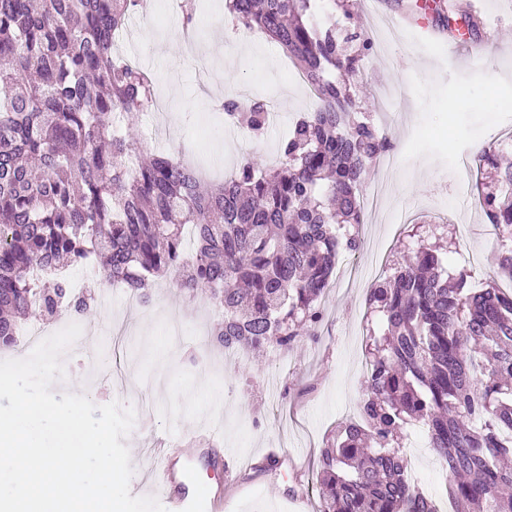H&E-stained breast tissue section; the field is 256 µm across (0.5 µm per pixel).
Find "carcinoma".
Listing matches in <instances>:
<instances>
[{
    "mask_svg": "<svg viewBox=\"0 0 512 512\" xmlns=\"http://www.w3.org/2000/svg\"><path fill=\"white\" fill-rule=\"evenodd\" d=\"M141 0H0V350L19 320L49 319L75 301L64 267L108 254L103 275L147 290L160 273L224 309L220 347H290L324 320L321 297L341 251L360 246V186L393 143L354 110L351 80L373 43L350 0H225L224 11L288 52L314 90L315 112L279 147L275 166L247 159L208 188L138 138L132 118L158 92L112 54ZM341 18H336V13ZM471 32L479 17L440 16ZM221 110L254 134L267 100ZM478 159L480 207L499 232L496 275L512 280V163ZM437 243H420L367 292L371 363L363 421L343 422L320 451L319 512H439L406 477L399 441L426 426L445 465L452 512H512V292L448 277Z\"/></svg>",
    "mask_w": 512,
    "mask_h": 512,
    "instance_id": "carcinoma-1",
    "label": "carcinoma"
}]
</instances>
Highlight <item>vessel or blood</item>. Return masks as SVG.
<instances>
[{
    "mask_svg": "<svg viewBox=\"0 0 512 512\" xmlns=\"http://www.w3.org/2000/svg\"><path fill=\"white\" fill-rule=\"evenodd\" d=\"M170 449H159L147 477L160 492L158 499L166 512H224L222 486L200 480L193 456H186L181 467H174Z\"/></svg>",
    "mask_w": 512,
    "mask_h": 512,
    "instance_id": "obj_1",
    "label": "vessel or blood"
}]
</instances>
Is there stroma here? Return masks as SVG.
Listing matches in <instances>:
<instances>
[{
  "mask_svg": "<svg viewBox=\"0 0 512 512\" xmlns=\"http://www.w3.org/2000/svg\"><path fill=\"white\" fill-rule=\"evenodd\" d=\"M223 46L208 53L209 79L199 64L175 50L172 33L182 16L159 6L134 34L129 48L139 54L154 79L164 112H144L134 127L141 139L163 126L157 150L197 164L205 182L228 177L235 164L254 158L273 163L280 142L296 120L314 110L315 101L287 54L264 35L253 34L224 14V0H204ZM443 0H354L360 22L375 42L361 62V100L366 112L386 108L384 132L394 144L391 162L377 160L363 177L360 193L381 189L379 211L364 213L361 246L338 257L332 286L321 300L325 319L316 334L299 337L291 369L281 371L273 349L248 353L244 364L210 359V333L224 316L206 293L190 295L172 276L156 278L146 301L127 306V287L103 283L95 265L68 267L94 294L97 309L111 312L110 322L83 318L86 352L100 362L99 374L76 353L64 367L69 379L84 383L96 405L113 401L133 407L136 421L125 443L135 476L150 466L155 440L209 424L224 432L230 457L207 454L201 476L218 470L224 478V502L230 512H317L319 450L338 421L359 416L366 378L358 363L356 340L367 286L346 284L350 269H366L374 249L396 255L410 239L396 221L407 212L416 223L443 215L446 224L466 223L465 240L445 258L449 273H467L468 285L486 282L495 268L497 249L482 232L484 216L476 193L452 194L460 178L455 154L512 136V114L483 112L485 100L512 103V0H484V26L473 42L486 45V69L461 70L448 54L446 33H432ZM232 84H225V76ZM263 95L280 109V120L265 137L224 133L219 102L239 99L242 91ZM457 110H449V103ZM182 324L178 349L164 345L162 324L169 315ZM407 468L426 494L445 500V473L430 448L407 459Z\"/></svg>",
  "mask_w": 512,
  "mask_h": 512,
  "instance_id": "35a3bbf8",
  "label": "stroma"
}]
</instances>
